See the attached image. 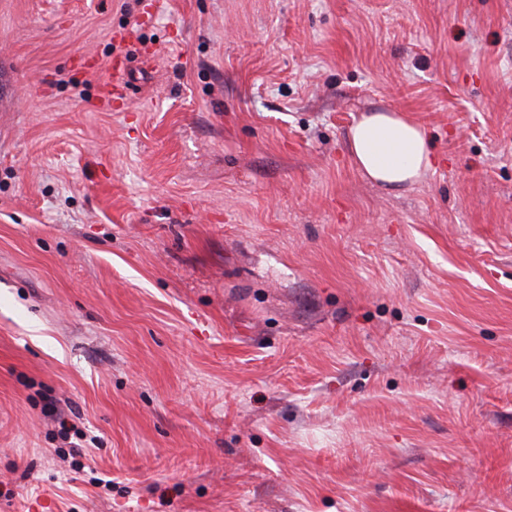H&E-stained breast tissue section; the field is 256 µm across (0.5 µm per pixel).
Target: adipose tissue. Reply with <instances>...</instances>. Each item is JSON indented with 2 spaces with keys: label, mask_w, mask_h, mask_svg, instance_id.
I'll return each mask as SVG.
<instances>
[{
  "label": "adipose tissue",
  "mask_w": 512,
  "mask_h": 512,
  "mask_svg": "<svg viewBox=\"0 0 512 512\" xmlns=\"http://www.w3.org/2000/svg\"><path fill=\"white\" fill-rule=\"evenodd\" d=\"M353 166L366 179L389 191L420 182L434 163L427 130L395 110H373L350 129Z\"/></svg>",
  "instance_id": "1"
}]
</instances>
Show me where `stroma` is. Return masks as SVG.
<instances>
[{
    "label": "stroma",
    "mask_w": 512,
    "mask_h": 512,
    "mask_svg": "<svg viewBox=\"0 0 512 512\" xmlns=\"http://www.w3.org/2000/svg\"><path fill=\"white\" fill-rule=\"evenodd\" d=\"M150 2L0 0V512H512V0ZM353 166L388 191L420 182L434 163L427 130L395 110H372L349 131Z\"/></svg>",
    "instance_id": "stroma-1"
}]
</instances>
